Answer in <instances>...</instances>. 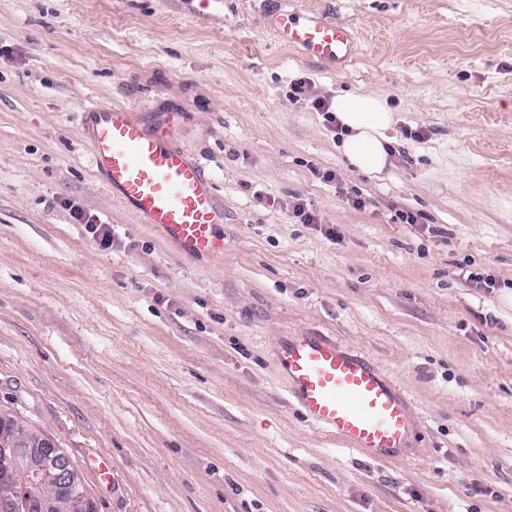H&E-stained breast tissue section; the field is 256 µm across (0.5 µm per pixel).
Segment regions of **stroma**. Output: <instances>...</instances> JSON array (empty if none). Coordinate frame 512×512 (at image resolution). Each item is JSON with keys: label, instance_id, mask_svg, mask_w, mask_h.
<instances>
[{"label": "stroma", "instance_id": "stroma-1", "mask_svg": "<svg viewBox=\"0 0 512 512\" xmlns=\"http://www.w3.org/2000/svg\"><path fill=\"white\" fill-rule=\"evenodd\" d=\"M309 2L358 33L342 71L277 43L253 0H0V411L65 449L97 512H512V0ZM340 91L394 112L379 177L312 107ZM94 104L177 116L223 255L112 196L79 125ZM295 334L396 384L403 457L301 415L274 357ZM69 210L73 223L84 224V228L97 245L104 250L111 248L115 242V234L109 224L100 223L95 217L88 214L79 206L69 205Z\"/></svg>", "mask_w": 512, "mask_h": 512}]
</instances>
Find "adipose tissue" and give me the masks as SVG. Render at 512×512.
Masks as SVG:
<instances>
[{
    "mask_svg": "<svg viewBox=\"0 0 512 512\" xmlns=\"http://www.w3.org/2000/svg\"><path fill=\"white\" fill-rule=\"evenodd\" d=\"M332 110L347 132L341 152L349 165L366 175H381L388 165L394 121L387 100L373 93H340Z\"/></svg>",
    "mask_w": 512,
    "mask_h": 512,
    "instance_id": "adipose-tissue-1",
    "label": "adipose tissue"
}]
</instances>
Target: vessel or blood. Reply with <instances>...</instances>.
I'll use <instances>...</instances> for the list:
<instances>
[{
  "label": "vessel or blood",
  "mask_w": 512,
  "mask_h": 512,
  "mask_svg": "<svg viewBox=\"0 0 512 512\" xmlns=\"http://www.w3.org/2000/svg\"><path fill=\"white\" fill-rule=\"evenodd\" d=\"M261 21L281 45L336 70L357 52L351 24L301 0H268ZM82 129L114 196L189 253L223 254L213 187L174 145L170 115L150 126L130 109L96 105L84 111ZM275 359L306 418L349 449L391 460L408 448L415 420L399 389L366 357L330 338L302 335L280 337Z\"/></svg>",
  "instance_id": "obj_1"
}]
</instances>
